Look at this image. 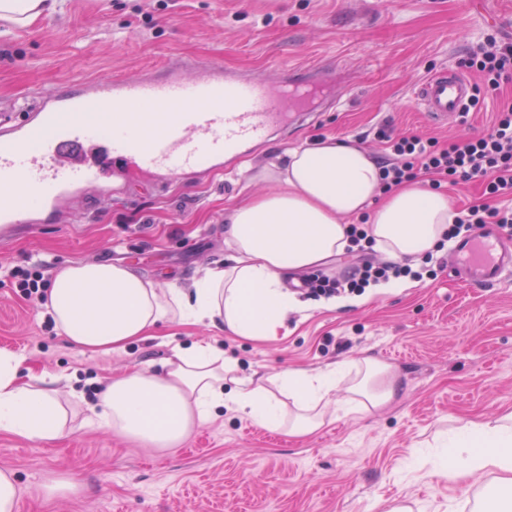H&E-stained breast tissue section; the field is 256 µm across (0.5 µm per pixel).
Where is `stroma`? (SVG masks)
I'll return each instance as SVG.
<instances>
[{
  "label": "stroma",
  "instance_id": "35a3bbf8",
  "mask_svg": "<svg viewBox=\"0 0 512 512\" xmlns=\"http://www.w3.org/2000/svg\"><path fill=\"white\" fill-rule=\"evenodd\" d=\"M470 2L59 0L30 26L0 23V109L174 61L188 75L217 62L267 80L322 67L348 86L334 107L276 128L246 163L165 184L117 163L111 197L90 192L38 229L0 230V350L21 359L22 373L71 376L92 394L114 376L159 368L175 346L215 341L244 376L371 358L390 365L400 387L390 403L326 418L303 437L228 411L171 448L92 426L46 441L0 433V469L16 478L17 512H390L402 502L412 512H461L493 490L491 475L451 482L430 461L439 431L512 413V276L491 288L453 280L449 247L421 261L423 276L411 287L367 288L353 306L307 296L284 335L262 342L164 323L151 338L92 353L49 327L45 306L18 296L11 278L17 266H43L50 279L76 261H123L186 286L202 268L223 264L229 207L261 191L246 181L245 164L284 165L290 149L326 136L382 159V129L442 142L487 133L512 104V76L494 91L473 77L474 104L445 125L414 100L422 79L458 67L486 35L512 42V0H492L490 21ZM61 477L74 479L76 492L46 496L45 485Z\"/></svg>",
  "mask_w": 512,
  "mask_h": 512
}]
</instances>
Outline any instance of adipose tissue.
I'll return each mask as SVG.
<instances>
[{"label":"adipose tissue","instance_id":"ef3b65f1","mask_svg":"<svg viewBox=\"0 0 512 512\" xmlns=\"http://www.w3.org/2000/svg\"><path fill=\"white\" fill-rule=\"evenodd\" d=\"M250 183L267 192L237 202L224 230L223 266L206 269L190 287L160 288L133 266L74 262L57 272L45 306L72 343L109 351L151 335L167 322L212 326L248 340L280 336L302 303L285 286L288 275L322 267L349 245L347 220L368 217L374 249L394 260L425 257L445 240L456 213L447 195L412 181L381 194V165L349 139L328 137L288 152L284 166L252 169ZM360 380L352 364L269 377H238L237 362L208 342L175 347L160 370L110 379L87 402L59 387L57 377L19 380L21 360L0 350V432L33 440L61 436L74 411L99 427L117 429L151 447L180 442L217 409L240 412L291 436L315 433L331 406L376 409L395 399L387 365L368 359ZM349 396L337 400L340 382ZM234 382L225 391V382ZM436 473L455 480L489 471L512 490V414L469 422L443 433Z\"/></svg>","mask_w":512,"mask_h":512}]
</instances>
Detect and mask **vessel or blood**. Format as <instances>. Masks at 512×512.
<instances>
[{
    "instance_id": "obj_1",
    "label": "vessel or blood",
    "mask_w": 512,
    "mask_h": 512,
    "mask_svg": "<svg viewBox=\"0 0 512 512\" xmlns=\"http://www.w3.org/2000/svg\"><path fill=\"white\" fill-rule=\"evenodd\" d=\"M471 79L442 67L416 98L434 123L467 112ZM313 89L291 71L277 86L223 65L179 64L133 78L102 77L38 97L21 112L0 111V224H42L88 190L108 195L109 163L132 160L164 177L223 167L266 143L286 107L309 104ZM452 270L490 288L512 273V240L485 224L451 250Z\"/></svg>"
}]
</instances>
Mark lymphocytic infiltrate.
Returning <instances> with one entry per match:
<instances>
[{
	"instance_id": "1",
	"label": "lymphocytic infiltrate",
	"mask_w": 512,
	"mask_h": 512,
	"mask_svg": "<svg viewBox=\"0 0 512 512\" xmlns=\"http://www.w3.org/2000/svg\"><path fill=\"white\" fill-rule=\"evenodd\" d=\"M463 65L478 73L489 88H498L501 79L512 74V43H500L494 36H487L484 42L471 47ZM386 143L389 156L382 168L383 191L423 175L454 185L478 183L484 204L461 211L448 228V238L471 233L483 224L498 225L512 235V209L496 205L499 198L512 195V105L501 108L491 132L481 136L452 140L443 146L415 135L390 137ZM411 273L407 265L365 259L344 279L321 276L307 280L306 286L311 294L329 297L345 289L353 292L379 280Z\"/></svg>"
}]
</instances>
